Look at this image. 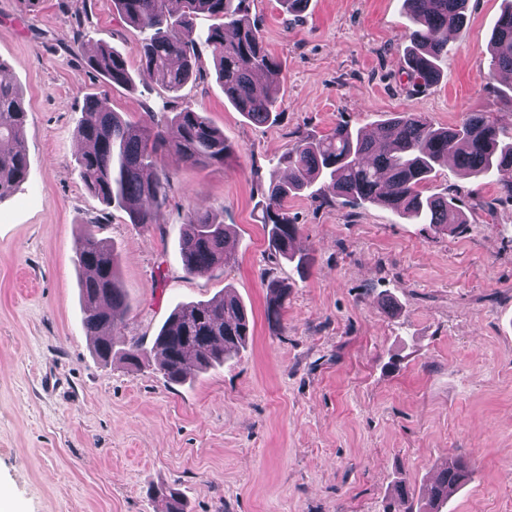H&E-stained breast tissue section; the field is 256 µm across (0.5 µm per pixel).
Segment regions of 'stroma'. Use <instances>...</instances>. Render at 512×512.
Instances as JSON below:
<instances>
[{"label":"stroma","mask_w":512,"mask_h":512,"mask_svg":"<svg viewBox=\"0 0 512 512\" xmlns=\"http://www.w3.org/2000/svg\"><path fill=\"white\" fill-rule=\"evenodd\" d=\"M502 0H468L440 80L406 69L402 0H250L281 64L276 121L256 124L224 98L212 62L180 97L137 80L140 33L112 0H0V64L27 111L26 181L0 199V491L14 512H162L153 490L179 488L186 512H424L436 465L473 469L444 512H512V199L498 183L440 167L424 195L452 198L463 232L442 234L367 204L289 198L297 266L273 248L262 194L280 157L337 124L366 128L397 112L453 126L492 113L512 129L488 45ZM100 43L134 80L110 86L88 64ZM137 123L191 107L222 129L226 164L167 154L171 178L154 223H131L78 175L86 96ZM211 210L235 260L186 273L181 227ZM118 257L130 309L120 327L147 354L101 361L83 327L82 226ZM288 283L280 329L267 282ZM234 292L252 341L224 366L181 383L151 347L171 311Z\"/></svg>","instance_id":"stroma-1"}]
</instances>
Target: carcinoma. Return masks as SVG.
Returning <instances> with one entry per match:
<instances>
[{"label":"carcinoma","mask_w":512,"mask_h":512,"mask_svg":"<svg viewBox=\"0 0 512 512\" xmlns=\"http://www.w3.org/2000/svg\"><path fill=\"white\" fill-rule=\"evenodd\" d=\"M467 0H404L410 26L406 64L408 75L423 85L436 82L448 59V31L462 28ZM117 12L138 28L137 45L142 82L160 81L179 93L203 71L208 53L224 96L233 107L257 124L278 115L279 88L260 83V72L274 74L280 63L267 51L258 27L249 19V0H113ZM206 14L215 20L204 35L194 20ZM492 69L488 80L512 72V4L501 14L490 45ZM90 67L109 85L132 81L125 57L108 45L89 56ZM87 118L78 128L82 152L77 159L81 181L109 206L127 213L132 224L155 223L170 188V176L158 170V154L174 153L190 166L224 164L234 148L224 132L200 113L185 107L160 120L132 124L116 112L100 108L90 96ZM26 111L16 86L0 80V196L26 179ZM453 159L465 175L490 178L512 170V133L486 112H472L452 127H436L419 112H398L377 123L372 134L344 124L320 138L299 139L279 160L288 166V179L269 185L264 193L263 223L278 254L303 265L293 244L299 228L288 215V198L318 184L323 199L336 197L352 206L375 204L397 214L430 224L443 233H458L465 224L445 196L421 194V187L436 176L437 168ZM98 222L84 225L83 246L77 265L85 303L84 326L95 337V353L108 361L120 348L130 365L140 363L142 344L122 341L118 327L127 312V300L117 273L112 248L97 237ZM228 225L208 211L193 209L180 238V259L192 274L225 267L233 260L228 250ZM267 318L281 323L287 286L271 279L267 284ZM252 336L247 311L231 292L220 300L184 304L168 317L154 340L163 374L182 382L224 365L237 356ZM470 471L456 463L443 468L429 489V512H439L466 482ZM159 497L163 512H184L182 495L170 489Z\"/></svg>","instance_id":"obj_1"}]
</instances>
